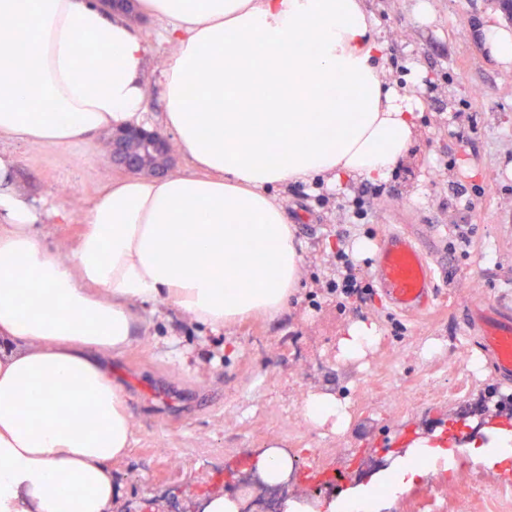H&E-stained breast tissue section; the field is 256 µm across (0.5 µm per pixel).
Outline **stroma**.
<instances>
[{
	"mask_svg": "<svg viewBox=\"0 0 512 512\" xmlns=\"http://www.w3.org/2000/svg\"><path fill=\"white\" fill-rule=\"evenodd\" d=\"M385 44L383 77L416 105L410 149L382 178L366 216L342 209L361 180L277 189L303 245L300 288L277 319L251 315L218 331L160 303L139 341L113 359L124 385L133 442L113 463L121 496L112 512H192L212 491L239 498L252 458L276 445L300 465L289 500L314 494L311 475L341 473L345 488L369 483L411 437H453L482 412L512 418V380L493 378L473 346L462 309L478 301L512 304V65L484 44L487 24L505 21L498 0H364ZM154 48L144 74L152 128L164 131L159 73L172 54L161 23L134 21ZM471 115L460 140L451 117ZM15 178L34 204L54 200L67 220L45 229L68 254L96 192L121 178L111 137L64 150L8 143ZM474 227L471 244L449 251L453 227ZM432 248L439 300L418 318L396 313L382 294L362 308L341 307L326 288L338 249L373 260L390 228ZM356 322L373 325L364 357L345 360L338 342ZM348 405L349 427L308 422L311 393ZM382 512H512V471L468 453L428 468L390 497Z\"/></svg>",
	"mask_w": 512,
	"mask_h": 512,
	"instance_id": "stroma-1",
	"label": "stroma"
}]
</instances>
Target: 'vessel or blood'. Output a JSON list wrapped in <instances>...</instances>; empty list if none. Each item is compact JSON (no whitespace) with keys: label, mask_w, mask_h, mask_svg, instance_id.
Returning a JSON list of instances; mask_svg holds the SVG:
<instances>
[{"label":"vessel or blood","mask_w":512,"mask_h":512,"mask_svg":"<svg viewBox=\"0 0 512 512\" xmlns=\"http://www.w3.org/2000/svg\"><path fill=\"white\" fill-rule=\"evenodd\" d=\"M371 267L384 299L398 312L420 316L433 308V270L427 252L412 234L387 233ZM462 319L474 332L478 348L489 356L495 375L512 378V306L474 303L464 309Z\"/></svg>","instance_id":"b4317fda"}]
</instances>
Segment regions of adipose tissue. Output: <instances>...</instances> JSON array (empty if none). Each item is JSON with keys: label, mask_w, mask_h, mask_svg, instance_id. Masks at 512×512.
Masks as SVG:
<instances>
[{"label": "adipose tissue", "mask_w": 512, "mask_h": 512, "mask_svg": "<svg viewBox=\"0 0 512 512\" xmlns=\"http://www.w3.org/2000/svg\"><path fill=\"white\" fill-rule=\"evenodd\" d=\"M135 10L175 47L161 71L163 123L186 168L112 181L64 258L42 227L65 221V207L30 202L0 150V512H112V464L132 422L111 361L137 343L154 304L214 330L280 315L302 255L272 187L384 175L415 134L408 97L382 82L362 0H135ZM82 35L95 49L88 65ZM152 54L99 0H0V142L62 150L149 129ZM197 99L209 111H191ZM25 293L38 312L20 306ZM53 385L66 388L68 415L44 396ZM305 416L337 431L350 421L327 392L310 395ZM467 449L490 467L511 463L512 429L493 423ZM447 457L442 432L417 437L384 476L324 510L381 512Z\"/></svg>", "instance_id": "1"}]
</instances>
